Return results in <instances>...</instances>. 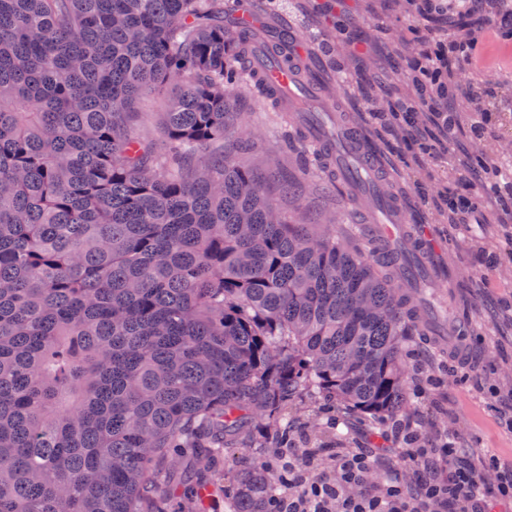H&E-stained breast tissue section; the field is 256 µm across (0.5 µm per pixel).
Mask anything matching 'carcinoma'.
I'll use <instances>...</instances> for the list:
<instances>
[{
    "label": "carcinoma",
    "instance_id": "obj_1",
    "mask_svg": "<svg viewBox=\"0 0 512 512\" xmlns=\"http://www.w3.org/2000/svg\"><path fill=\"white\" fill-rule=\"evenodd\" d=\"M258 36L224 0H0V512H202L201 476L159 480L170 448L267 457L224 490L279 512L304 396L405 423L407 342L423 315L366 248L273 218L226 156L231 95ZM180 93L158 159L134 103ZM304 161L321 157L302 124Z\"/></svg>",
    "mask_w": 512,
    "mask_h": 512
}]
</instances>
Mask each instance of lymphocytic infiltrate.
<instances>
[{
  "label": "lymphocytic infiltrate",
  "instance_id": "f902f5d3",
  "mask_svg": "<svg viewBox=\"0 0 512 512\" xmlns=\"http://www.w3.org/2000/svg\"><path fill=\"white\" fill-rule=\"evenodd\" d=\"M448 56L444 49L426 55L414 81L419 89L417 102L402 104L405 113L427 106L444 112L455 89L448 83ZM406 451L412 465L423 467L440 457L450 461L454 451L449 447L419 448L415 437H408ZM372 470L370 457L358 451H348L336 460L334 474L323 479L309 480L306 473L292 470L288 485L292 492L285 501L287 512H432L433 507L454 504L455 512H486L479 497L481 473L452 465L447 477H434L420 484L411 493L398 485L378 490L366 489Z\"/></svg>",
  "mask_w": 512,
  "mask_h": 512
}]
</instances>
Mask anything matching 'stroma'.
Listing matches in <instances>:
<instances>
[{
  "instance_id": "35a3bbf8",
  "label": "stroma",
  "mask_w": 512,
  "mask_h": 512,
  "mask_svg": "<svg viewBox=\"0 0 512 512\" xmlns=\"http://www.w3.org/2000/svg\"><path fill=\"white\" fill-rule=\"evenodd\" d=\"M282 7L264 8V17L286 24L300 36L322 42L326 67L347 75L340 99V118L366 130L378 148L381 192L398 202L410 231L422 237L425 248L417 258L427 270V285L419 300L444 319L465 325L468 353L458 356L447 344L428 336L410 344L408 407L411 422L425 431L424 439L458 448L460 457L475 466L489 459L512 464V195L484 196L480 182L489 172L470 176L469 163L483 152L488 164L499 151L512 149V31L501 15L512 14V0H490L477 13L468 34L450 28L440 13H415L408 0H347L350 24L336 29V17L324 13L328 0H282ZM471 37L478 54L464 73L467 94L455 102L459 127L454 142L442 133L438 113L422 110L413 118L384 121L368 112L369 99L392 92L412 94L410 76L419 50L427 44ZM476 92L491 108V124L481 142L470 137L469 92ZM169 93L141 101L136 117L140 137L157 153L167 145L158 130V114L168 106ZM239 127L224 140V151L253 170L266 184L267 194L297 224H316L353 241L360 229L375 233L364 221L367 208L339 195L328 177L315 167H302L288 143L293 130L289 113L254 86L235 94ZM294 192H285V184ZM473 199L478 222L460 233L448 220V202L459 196ZM335 432L319 442L325 451L310 463L312 478L331 473L338 453L362 449L372 454L370 482L414 488L422 475L412 469L401 442L372 439L364 417L337 412ZM252 439L209 465L216 490L209 512H224L223 486L234 473L263 456Z\"/></svg>"
}]
</instances>
